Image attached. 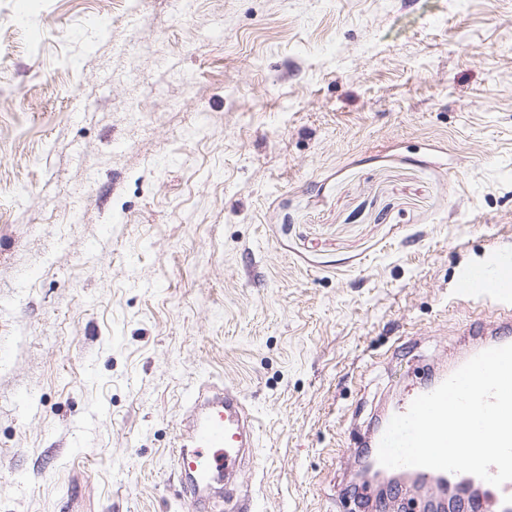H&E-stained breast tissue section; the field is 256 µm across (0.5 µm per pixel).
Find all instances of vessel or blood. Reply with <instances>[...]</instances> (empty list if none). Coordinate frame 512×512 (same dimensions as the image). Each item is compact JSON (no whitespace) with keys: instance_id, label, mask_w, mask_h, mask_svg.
Here are the masks:
<instances>
[{"instance_id":"1","label":"vessel or blood","mask_w":512,"mask_h":512,"mask_svg":"<svg viewBox=\"0 0 512 512\" xmlns=\"http://www.w3.org/2000/svg\"><path fill=\"white\" fill-rule=\"evenodd\" d=\"M456 297L479 298L490 305L497 318L492 346L512 344L511 249H491L482 263L462 266L457 273ZM190 410L191 424L177 435L175 465L185 477L179 495L189 512H212L205 496L217 484L233 485L250 458L256 419L243 396L232 389L213 394L208 387H199L191 395ZM405 473L436 493L451 487H478L480 500L473 505L475 512H480L486 501L495 503L499 512H512V481L497 487L472 474L421 467L406 468Z\"/></svg>"}]
</instances>
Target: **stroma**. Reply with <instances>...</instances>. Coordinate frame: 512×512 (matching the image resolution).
<instances>
[{
    "instance_id": "1",
    "label": "stroma",
    "mask_w": 512,
    "mask_h": 512,
    "mask_svg": "<svg viewBox=\"0 0 512 512\" xmlns=\"http://www.w3.org/2000/svg\"><path fill=\"white\" fill-rule=\"evenodd\" d=\"M0 0V512H186L194 389L250 512H366L359 443L475 352L512 248V0ZM456 298H481L498 320L493 329L497 330L492 335L495 337L476 354L512 344V250L493 248L482 263L462 266L457 273ZM209 392L200 386L192 393V423L177 435L175 465L185 477L179 496L191 512L222 511L208 508L205 495L223 480L225 487L233 485L255 448L256 419L243 396L228 388L224 395Z\"/></svg>"
}]
</instances>
